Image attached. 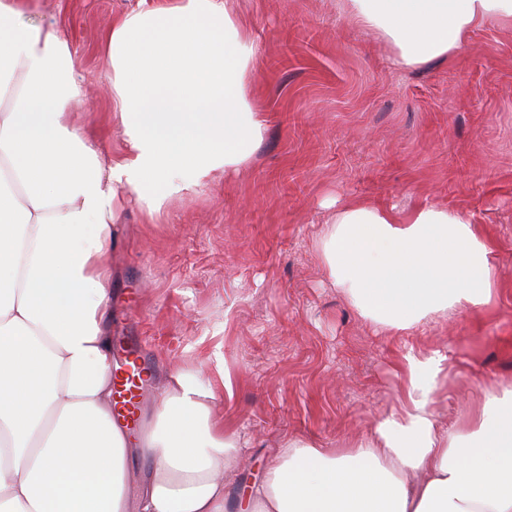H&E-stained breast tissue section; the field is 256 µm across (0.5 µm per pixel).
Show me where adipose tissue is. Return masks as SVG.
<instances>
[{"mask_svg":"<svg viewBox=\"0 0 512 512\" xmlns=\"http://www.w3.org/2000/svg\"><path fill=\"white\" fill-rule=\"evenodd\" d=\"M355 21L405 70L457 52L512 0H351ZM0 0V512H227L237 444L210 422L214 394L187 372L159 393L128 490L130 432L115 412L108 335L119 233L116 188L148 214L152 193L240 168L264 136L246 88L257 43L226 0H171L120 15L103 49L126 154L104 167L69 127L81 90L60 32ZM491 249L471 222L425 205L406 218L338 209L321 239L332 283L367 319L407 330L489 302ZM403 412L340 448L288 442L241 512H512V389L488 392L454 429L431 409L436 357L408 355Z\"/></svg>","mask_w":512,"mask_h":512,"instance_id":"1","label":"adipose tissue"}]
</instances>
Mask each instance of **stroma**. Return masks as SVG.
<instances>
[{
  "instance_id": "obj_1",
  "label": "stroma",
  "mask_w": 512,
  "mask_h": 512,
  "mask_svg": "<svg viewBox=\"0 0 512 512\" xmlns=\"http://www.w3.org/2000/svg\"><path fill=\"white\" fill-rule=\"evenodd\" d=\"M169 0H31L30 21L67 39L80 97L71 127L102 160L123 154L112 65L100 46L126 11ZM349 0H233L254 33L250 103L266 126L249 163L193 191L157 186L149 216L128 201L112 269L113 336L143 337L151 414L173 372L215 394L239 438L232 493L260 481L284 443L337 448L399 410L404 357L438 355L429 382L442 426L512 385V23L473 31L457 54L402 72ZM352 203L434 205L494 252L492 295L405 332L360 315L321 261L324 223Z\"/></svg>"
}]
</instances>
